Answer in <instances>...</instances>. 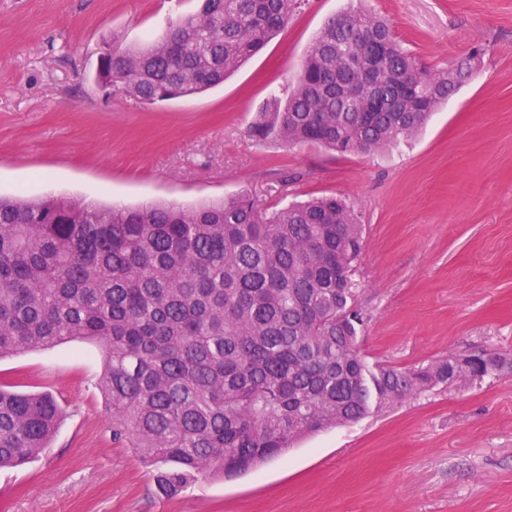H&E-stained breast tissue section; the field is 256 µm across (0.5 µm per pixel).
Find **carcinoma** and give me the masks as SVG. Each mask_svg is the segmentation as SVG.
Here are the masks:
<instances>
[{
    "mask_svg": "<svg viewBox=\"0 0 512 512\" xmlns=\"http://www.w3.org/2000/svg\"><path fill=\"white\" fill-rule=\"evenodd\" d=\"M302 0H202L160 37L112 50L97 80L140 104L224 82L288 27ZM359 95L344 88L376 51ZM471 67L432 68L391 23L349 9L309 43L296 86L249 131L342 154L408 144ZM364 225L343 198L259 207L248 194L184 206L0 197V359L73 340L106 352L112 438L156 467L160 494L229 477L300 440L448 384V355L396 368L361 352L367 318L350 278ZM501 367L469 356L459 377ZM62 410L48 393L0 385V467L50 448Z\"/></svg>",
    "mask_w": 512,
    "mask_h": 512,
    "instance_id": "carcinoma-1",
    "label": "carcinoma"
}]
</instances>
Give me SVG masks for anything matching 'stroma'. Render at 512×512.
Here are the masks:
<instances>
[{"label": "stroma", "mask_w": 512, "mask_h": 512, "mask_svg": "<svg viewBox=\"0 0 512 512\" xmlns=\"http://www.w3.org/2000/svg\"><path fill=\"white\" fill-rule=\"evenodd\" d=\"M365 5L428 65L472 66L411 146L375 154L247 133L350 0H304L223 85L159 105L99 86L98 55L161 35L199 0H0V195L141 205L246 193L271 207L268 187L286 178L292 201L342 196L364 226L352 281L369 362L512 360V0ZM103 363L100 346L82 340L0 359L1 384L51 393L63 410L45 454L0 468V512H512V369L435 388L166 497L136 451L112 438Z\"/></svg>", "instance_id": "35a3bbf8"}]
</instances>
